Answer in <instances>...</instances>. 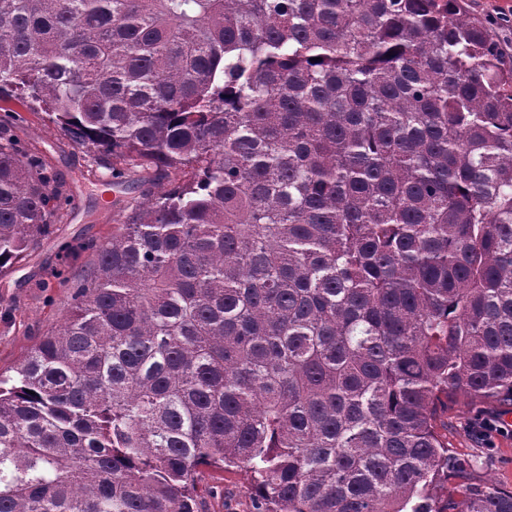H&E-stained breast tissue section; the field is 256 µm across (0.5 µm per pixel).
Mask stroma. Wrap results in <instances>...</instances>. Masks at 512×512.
<instances>
[{"label": "stroma", "mask_w": 512, "mask_h": 512, "mask_svg": "<svg viewBox=\"0 0 512 512\" xmlns=\"http://www.w3.org/2000/svg\"><path fill=\"white\" fill-rule=\"evenodd\" d=\"M465 3L512 53V0ZM0 124L10 129L22 151L40 156L65 189L52 233L0 274V374L10 376L39 339L64 321L73 287L85 277L99 246L111 238L113 224L144 202L146 194L163 192L167 183L143 186V171L133 168L124 186L111 185V171L99 153L76 145L45 113L17 100L0 101ZM478 414L467 398L450 403L443 439L476 482L512 489V434L497 437L494 447H483L469 430ZM197 493L205 512H250L251 475L242 468L204 467Z\"/></svg>", "instance_id": "obj_1"}]
</instances>
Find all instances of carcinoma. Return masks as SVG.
Returning <instances> with one entry per match:
<instances>
[{
	"label": "carcinoma",
	"instance_id": "cac0c4a2",
	"mask_svg": "<svg viewBox=\"0 0 512 512\" xmlns=\"http://www.w3.org/2000/svg\"><path fill=\"white\" fill-rule=\"evenodd\" d=\"M167 181L0 379V512H512V55L462 0H0V99ZM62 187L0 127V273ZM460 479L445 494L448 476ZM478 415L496 416L512 424L509 408L477 409L467 398L460 397L448 404V430L440 429V434L448 442L452 456L467 466L477 483L493 482L512 489V425L508 434V424L496 418H476ZM471 422L472 433L488 448H482L481 442L470 432ZM494 439L495 448H491ZM251 474L242 468L224 471L200 468L197 493L206 512H249L252 503Z\"/></svg>",
	"mask_w": 512,
	"mask_h": 512
}]
</instances>
